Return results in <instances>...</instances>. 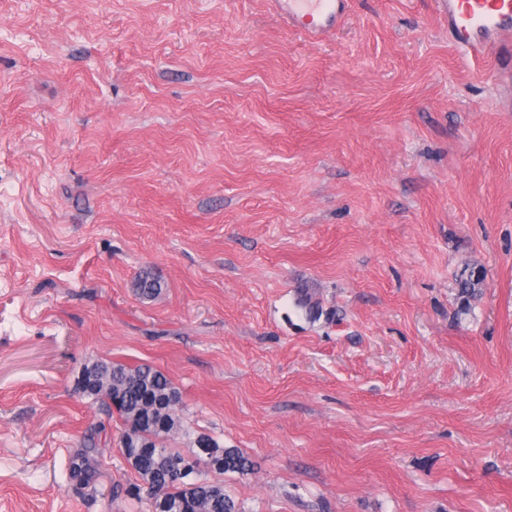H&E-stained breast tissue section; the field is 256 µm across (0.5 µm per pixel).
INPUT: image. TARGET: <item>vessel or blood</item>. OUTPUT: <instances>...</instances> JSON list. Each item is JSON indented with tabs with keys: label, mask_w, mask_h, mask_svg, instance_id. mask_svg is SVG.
<instances>
[{
	"label": "vessel or blood",
	"mask_w": 512,
	"mask_h": 512,
	"mask_svg": "<svg viewBox=\"0 0 512 512\" xmlns=\"http://www.w3.org/2000/svg\"><path fill=\"white\" fill-rule=\"evenodd\" d=\"M289 29L320 41L335 35L347 0H270ZM448 18V37L465 58L491 63L512 86V0H435Z\"/></svg>",
	"instance_id": "b4317fda"
}]
</instances>
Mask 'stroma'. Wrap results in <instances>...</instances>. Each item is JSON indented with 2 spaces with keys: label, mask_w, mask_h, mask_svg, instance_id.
Returning a JSON list of instances; mask_svg holds the SVG:
<instances>
[{
  "label": "stroma",
  "mask_w": 512,
  "mask_h": 512,
  "mask_svg": "<svg viewBox=\"0 0 512 512\" xmlns=\"http://www.w3.org/2000/svg\"><path fill=\"white\" fill-rule=\"evenodd\" d=\"M348 2L313 42L267 0H0V512H152L99 361L250 459L202 471L241 512H512V95L432 0ZM96 442L90 440L81 453H78L75 458L70 462L69 474L72 480L81 484H89L92 480L91 470L89 467L88 456L91 453H98L99 448H96Z\"/></svg>",
  "instance_id": "35a3bbf8"
}]
</instances>
